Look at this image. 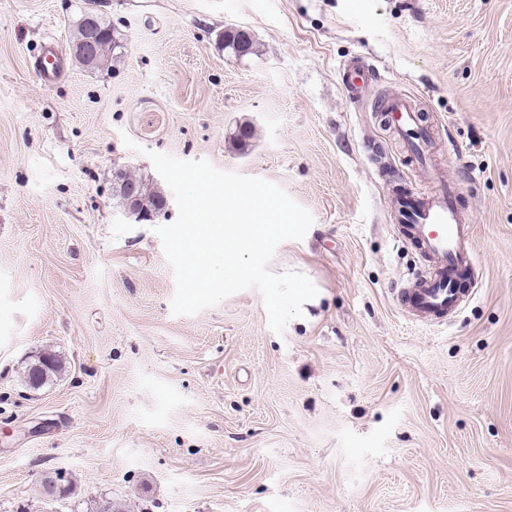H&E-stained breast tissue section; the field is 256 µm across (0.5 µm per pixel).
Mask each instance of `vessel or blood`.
<instances>
[{
  "label": "vessel or blood",
  "mask_w": 512,
  "mask_h": 512,
  "mask_svg": "<svg viewBox=\"0 0 512 512\" xmlns=\"http://www.w3.org/2000/svg\"><path fill=\"white\" fill-rule=\"evenodd\" d=\"M45 83H53L63 72V56L55 42H46L36 62ZM346 88L350 97L363 93L373 74L354 63L347 69ZM383 119L402 138L412 161L425 164L431 146V132L412 103L404 98L386 100ZM432 192H412L396 197L397 230L414 241L428 267L411 274L408 287L398 289L395 303L413 320L422 324L443 323L449 313L458 311L471 298L475 279V257L470 227L461 214L460 184L444 173L434 176Z\"/></svg>",
  "instance_id": "1"
}]
</instances>
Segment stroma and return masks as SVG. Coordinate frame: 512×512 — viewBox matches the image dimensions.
<instances>
[{
    "instance_id": "35a3bbf8",
    "label": "stroma",
    "mask_w": 512,
    "mask_h": 512,
    "mask_svg": "<svg viewBox=\"0 0 512 512\" xmlns=\"http://www.w3.org/2000/svg\"><path fill=\"white\" fill-rule=\"evenodd\" d=\"M121 63L73 58L86 13ZM243 29L256 51L224 47ZM377 78L347 95L353 60ZM405 96L429 167L384 127ZM251 126L238 147L234 136ZM130 136L136 149L125 147ZM205 159L311 212L269 265L320 298L283 334L261 294L174 315L156 223L123 212L113 168L169 187L149 155ZM461 184L477 292L447 326L393 292L423 269L390 198ZM66 363L49 386L36 355ZM78 495L39 501L44 473ZM512 512V0H0V512ZM36 67L42 80L51 84L59 79L63 72V56L55 42H46L41 49ZM35 364H39L38 375L34 377ZM64 362L56 353L43 352L39 353L34 361L28 365L24 373V379L27 385L33 389H39L54 381L58 375L64 370Z\"/></svg>"
}]
</instances>
